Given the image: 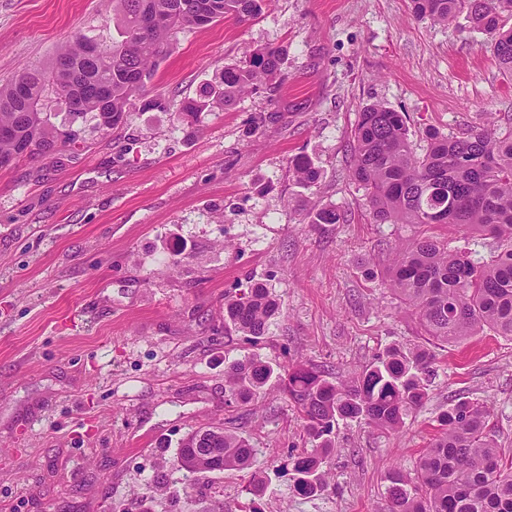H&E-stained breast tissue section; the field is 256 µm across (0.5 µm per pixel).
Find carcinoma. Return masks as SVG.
<instances>
[{"label": "carcinoma", "instance_id": "1", "mask_svg": "<svg viewBox=\"0 0 512 512\" xmlns=\"http://www.w3.org/2000/svg\"><path fill=\"white\" fill-rule=\"evenodd\" d=\"M119 39L112 61L89 66L80 37L59 55L68 59L66 73L55 62L22 73L0 90V167L21 158L52 154L59 128L45 111L53 102L75 121L90 114L103 135L119 128L135 100L144 110L161 109L196 116L210 104L228 105L259 83L280 86L286 80L282 52H251L224 68L222 81L207 86L199 98H151L145 81L167 55L177 34L231 17L239 22L259 15L268 0H114ZM419 20L446 24L465 11L473 28L489 37L500 67L512 75V0H410ZM80 103V109L73 108ZM410 117L382 103L360 108L351 145V179L363 189L375 224H456L490 235L502 251L476 261L465 251L450 250L435 237H421L396 248L388 286L411 310L432 342L452 344L486 329L512 337V132L495 127L463 137L426 130L425 153L409 140ZM302 185L317 182L319 171L306 156L290 161ZM336 208L316 212L312 223L339 224ZM281 299L261 283L247 286L224 301V331L252 341L267 335L280 316ZM274 369L254 356L228 363L225 392L231 402L247 403L263 391ZM434 374L425 347L392 348L357 376L329 377L314 364L282 368L279 386L301 414L315 448L292 460L294 491L311 496L328 487L327 458L331 434L339 420L360 419L382 433H395L429 397ZM491 414L484 400H461L437 417L438 432L411 472L399 466L385 475L390 512H512V449L502 448L488 430ZM249 440L222 427L194 430L181 441L173 468L186 479L196 474L245 470L254 465Z\"/></svg>", "mask_w": 512, "mask_h": 512}]
</instances>
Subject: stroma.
Returning <instances> with one entry per match:
<instances>
[{"label": "stroma", "instance_id": "1", "mask_svg": "<svg viewBox=\"0 0 512 512\" xmlns=\"http://www.w3.org/2000/svg\"><path fill=\"white\" fill-rule=\"evenodd\" d=\"M112 18V0H0V88L77 37L111 44ZM265 48L283 53L277 90L194 117L135 106L116 133L0 168V512H119L145 494L149 512H389L387 471L412 469L438 415L471 398L512 448V339L489 331L432 346L429 398L399 432L338 422L330 486L312 497L292 487L289 463L312 444L278 383L226 405L224 364L248 354L346 379L392 345L423 344L387 286L396 246L500 250L452 224L372 223L350 177L369 103L408 113L419 150L428 128H512V77L467 13L443 26L408 0H271L258 18L179 33L147 89L198 97ZM298 155L316 184L289 173ZM332 207L343 223H310ZM252 280L282 303L254 343L224 330L225 297ZM210 425L249 439L262 495L252 471L191 486L174 470L180 441ZM293 177L302 185L315 184L319 178V171L311 159L306 156L295 157L289 166Z\"/></svg>", "mask_w": 512, "mask_h": 512}]
</instances>
